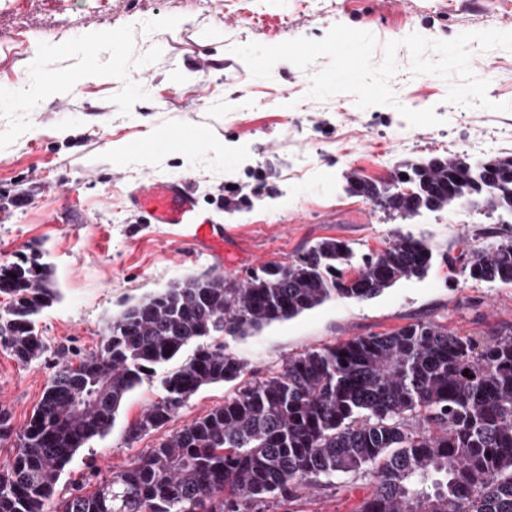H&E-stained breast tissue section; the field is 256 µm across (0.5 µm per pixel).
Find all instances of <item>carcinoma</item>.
I'll use <instances>...</instances> for the list:
<instances>
[{
    "label": "carcinoma",
    "instance_id": "obj_1",
    "mask_svg": "<svg viewBox=\"0 0 512 512\" xmlns=\"http://www.w3.org/2000/svg\"><path fill=\"white\" fill-rule=\"evenodd\" d=\"M345 189L401 218L467 203L489 191L512 217V153H464L399 164L390 180L343 174ZM326 238L288 263L241 279L192 277L126 308L92 352L63 361L20 428L0 407V512H290L338 474L369 477L356 512H512V337L477 340L431 320L289 357L281 372L239 387L224 404L172 429L94 488L55 498L76 451L106 434L129 393L189 346L162 394L129 429L133 439L176 417L201 388L231 383L246 363L216 336L244 337L336 298L366 300L430 267L424 239L397 235L362 259ZM463 271L512 283V237L470 251ZM0 350L28 365L44 352L34 318L57 299L39 257L0 264Z\"/></svg>",
    "mask_w": 512,
    "mask_h": 512
}]
</instances>
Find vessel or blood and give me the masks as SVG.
Wrapping results in <instances>:
<instances>
[{"label":"vessel or blood","instance_id":"1","mask_svg":"<svg viewBox=\"0 0 512 512\" xmlns=\"http://www.w3.org/2000/svg\"><path fill=\"white\" fill-rule=\"evenodd\" d=\"M130 202L153 224H186L195 241H215L214 225L199 221L194 197L181 183L153 181L131 191Z\"/></svg>","mask_w":512,"mask_h":512}]
</instances>
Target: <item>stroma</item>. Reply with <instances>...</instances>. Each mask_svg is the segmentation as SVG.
Instances as JSON below:
<instances>
[{
    "label": "stroma",
    "instance_id": "35a3bbf8",
    "mask_svg": "<svg viewBox=\"0 0 512 512\" xmlns=\"http://www.w3.org/2000/svg\"><path fill=\"white\" fill-rule=\"evenodd\" d=\"M342 24L382 44L418 33L451 40L467 32H512V0H0V264L38 251L59 296L35 321L46 350L21 366L0 351V406L15 425L33 414L62 359L93 351L108 323L142 297L190 276L242 277L286 263L323 238L347 242L354 264L395 233L425 239L434 259L419 277L375 298L332 299L244 338H227L247 364L245 379L278 372L285 359L358 336L431 319L454 333L512 335V284L464 273L457 256L512 236V224L461 205L411 219L388 216L347 192L342 174L389 178L409 159L512 152V112L447 102L448 84L413 74L407 49L390 86L397 106L359 108L353 94L310 98V78L281 61L252 77L231 48L323 38ZM95 65H87V51ZM470 65L487 97L512 102V50L472 49ZM93 67L95 74L52 95L48 78ZM434 109L442 123L412 127L399 107ZM178 181L217 224L222 249L193 241L184 224H150L129 202L146 179ZM243 204L226 207L228 189ZM191 350L130 393L105 436L73 456L58 485L127 465L164 437L128 429L161 394L162 378ZM234 384L195 393L174 419L180 427L223 405ZM346 475L305 494L300 512H353L370 492Z\"/></svg>",
    "mask_w": 512,
    "mask_h": 512
}]
</instances>
